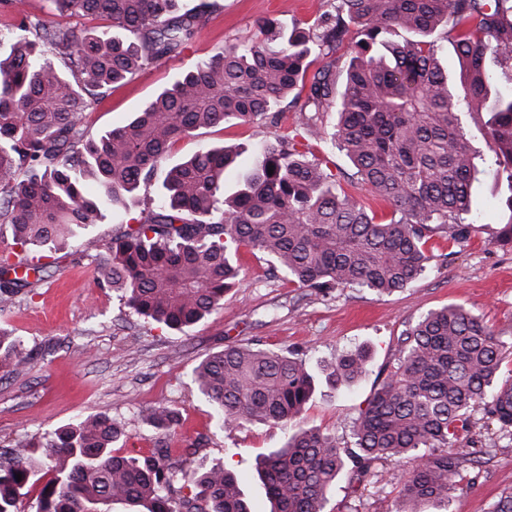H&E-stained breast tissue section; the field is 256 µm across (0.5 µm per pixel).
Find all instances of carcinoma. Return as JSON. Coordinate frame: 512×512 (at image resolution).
Wrapping results in <instances>:
<instances>
[{"label": "carcinoma", "instance_id": "1", "mask_svg": "<svg viewBox=\"0 0 512 512\" xmlns=\"http://www.w3.org/2000/svg\"><path fill=\"white\" fill-rule=\"evenodd\" d=\"M178 2L50 0L60 21L47 25L21 9L23 0H0L14 12L10 51L0 56V224L12 227L16 243L80 239L104 212L125 208L147 188L180 139L231 121L276 127L289 100L302 116L298 128L261 140L245 161L232 145L201 147L169 169L154 209L112 240L106 256L92 255L99 282L135 314L192 328L240 283L242 247L315 291L403 289L425 273V245L437 230L453 224L454 240H467L481 176L499 188L500 240L512 244V73L503 81L491 67L512 68V0H336L312 28L288 33L262 23L178 73L128 124L91 135L93 104L142 66L180 52L212 6L199 0L181 13ZM74 16L107 21L112 30L61 22ZM442 33L452 35L453 77L438 57ZM342 49L349 59L341 66ZM325 112L336 113V124L324 137ZM299 136L326 138L390 204V218L344 193L336 175L297 149ZM89 179L94 193L85 190ZM11 270L0 261L3 301L52 276L39 261L21 277ZM504 349L461 305L427 311L401 334L396 362L353 422V446L300 429L256 461L269 512H326L342 475L359 481L379 460L411 463L398 512H447L469 456L458 442L470 431L471 411L480 407L512 430ZM24 364L0 328V369L19 373ZM368 366L364 350H349L326 380L351 383ZM192 382L223 429L294 422L315 389L293 353L236 344L204 354ZM151 420L168 431L179 425L166 407ZM123 435L99 413L55 430L38 454L18 441L0 461V512H15L43 479L37 512H112L115 503L133 512H253L235 474L192 465L196 444L174 461L161 441L141 459L113 453Z\"/></svg>", "mask_w": 512, "mask_h": 512}]
</instances>
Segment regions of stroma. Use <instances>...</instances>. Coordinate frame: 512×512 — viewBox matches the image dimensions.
<instances>
[{
    "label": "stroma",
    "instance_id": "1",
    "mask_svg": "<svg viewBox=\"0 0 512 512\" xmlns=\"http://www.w3.org/2000/svg\"><path fill=\"white\" fill-rule=\"evenodd\" d=\"M213 3L179 54L144 66L91 109V133L125 124L175 74L248 37L259 21L272 19L286 28L311 25L330 0ZM277 130L268 127L260 133L243 123L202 129L177 142L166 163L180 162L203 143L249 152L259 137L273 138ZM305 146L323 160L346 193L370 205L379 218H389V209L358 183L341 153L313 140ZM165 175V168L158 169L147 196L131 201L121 220L108 217L91 227L89 236L103 248L121 236L126 225L141 217L145 200L157 198ZM479 206L480 219L468 239L454 241L448 228L434 233L426 244L430 261L424 275L390 295L365 288L322 295L289 282L267 256L240 249L242 283L225 294L221 309L185 333L133 314L119 293L98 283L91 257L76 244L26 248L15 244L8 227H1L0 257L17 264L41 255L55 275L0 303V326L11 332L27 362L20 374L0 373V450L13 448L22 438L41 442L79 417L106 413L125 431L114 446L117 453L146 455L162 439L173 448L199 441L194 465H221L235 472L254 512H265L255 463L259 455L280 447L285 429L266 422L217 429L191 381L200 356L232 342L259 343L297 353L319 377L322 365L342 352L367 348L371 367L358 383L332 387L319 378L300 420L302 426L350 442L353 422L394 363L399 336L427 311L462 305L512 347V245L498 241L501 214L491 181L481 186ZM159 406L175 410L180 419L176 431L165 437L151 422ZM468 438L474 461L461 471L450 512H490L498 495L512 489V435L500 431L479 409L472 414ZM402 472V465L390 461L374 463L356 490L340 491L331 499L327 512H398Z\"/></svg>",
    "mask_w": 512,
    "mask_h": 512
}]
</instances>
